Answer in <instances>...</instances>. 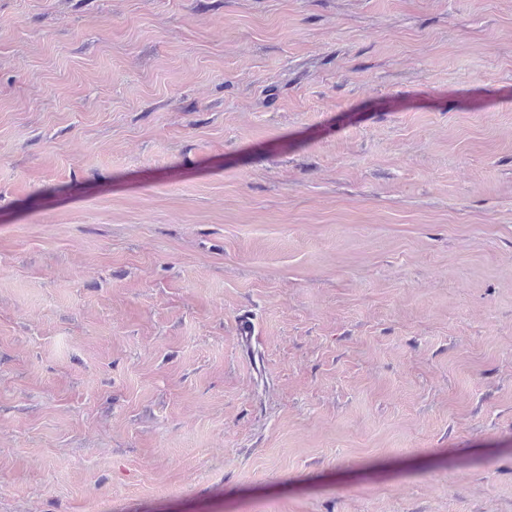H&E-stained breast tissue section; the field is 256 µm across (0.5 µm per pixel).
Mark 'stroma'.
Returning a JSON list of instances; mask_svg holds the SVG:
<instances>
[{"mask_svg": "<svg viewBox=\"0 0 512 512\" xmlns=\"http://www.w3.org/2000/svg\"><path fill=\"white\" fill-rule=\"evenodd\" d=\"M0 512H512V0H0Z\"/></svg>", "mask_w": 512, "mask_h": 512, "instance_id": "stroma-1", "label": "stroma"}]
</instances>
